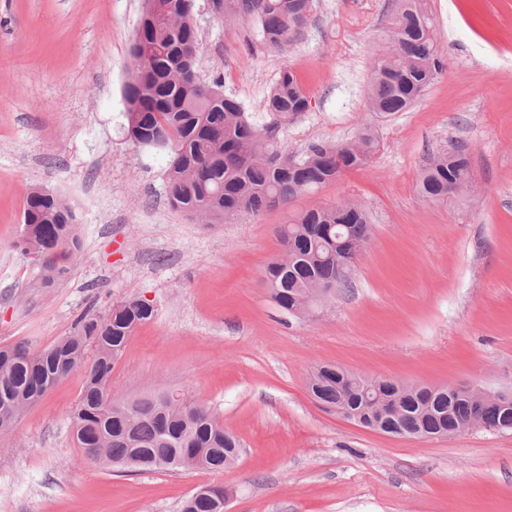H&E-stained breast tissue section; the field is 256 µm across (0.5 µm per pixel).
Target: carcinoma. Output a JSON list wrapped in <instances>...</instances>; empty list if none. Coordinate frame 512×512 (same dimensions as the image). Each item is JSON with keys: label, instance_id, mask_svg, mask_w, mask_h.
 Listing matches in <instances>:
<instances>
[{"label": "carcinoma", "instance_id": "cac0c4a2", "mask_svg": "<svg viewBox=\"0 0 512 512\" xmlns=\"http://www.w3.org/2000/svg\"><path fill=\"white\" fill-rule=\"evenodd\" d=\"M213 16L247 27L255 43L272 53L285 51L310 21L311 0H208ZM195 0H144L132 56L134 72L126 84V137L134 145L167 153L169 204L207 224L240 214L285 206L300 191L336 179V152L344 151L343 170L369 165L378 149L366 127L347 147L316 143L301 155L281 150L279 132L307 111L309 96L297 75L282 69L263 102L274 121L258 126L221 83L201 84L194 64L198 42L193 25ZM389 49L374 63L368 111L380 118L409 109L448 67L436 41L433 19L422 0H396L388 31ZM471 180L462 149L435 157L420 177L418 191L432 202L448 201V187ZM75 216L60 195L28 189L17 249L33 259L41 286L61 282L59 261L77 247ZM291 255L271 262L265 279L274 301L296 313V303L315 309L338 288L348 286L357 243L370 238L369 216L360 204L316 207L280 229ZM154 306L132 298L103 315L85 313L70 335L33 351L19 342L0 345V432L9 430L32 405L75 372L82 392L68 415L81 458L103 469L136 473L151 469L222 472L239 459L240 443L210 409L187 401L177 391L136 398L112 394V368L134 331L154 316ZM314 399L331 407L364 391L397 398L404 415L398 432L449 435L477 421L486 430L512 431V410L499 402L476 404L466 395L443 390L420 409L416 395L385 379L348 374L336 384V367H321L308 380ZM224 486L194 489L181 512H218Z\"/></svg>", "mask_w": 512, "mask_h": 512}]
</instances>
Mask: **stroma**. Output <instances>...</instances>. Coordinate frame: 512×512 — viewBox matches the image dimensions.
<instances>
[{
	"label": "stroma",
	"instance_id": "stroma-1",
	"mask_svg": "<svg viewBox=\"0 0 512 512\" xmlns=\"http://www.w3.org/2000/svg\"><path fill=\"white\" fill-rule=\"evenodd\" d=\"M447 71L407 111L367 110L392 0H313L282 53L197 0L205 82L222 79L258 123L280 70L300 77L307 112L283 149L341 143L372 126L380 147L287 209L204 224L167 200L164 152L123 129L143 0H0V344L41 349L85 312L137 296L154 318L131 337L112 390L177 389L207 405L243 448L226 472L112 473L81 460L67 414L73 374L0 434V512H180L205 484L224 512H512V432L450 438L379 433L318 405L306 381L332 364L403 383L512 394V0H427ZM463 148L471 190L445 203L417 193L430 158ZM71 203L80 248L61 285L40 292L14 247L26 192ZM360 202L371 237L349 287L307 317L271 298L265 266L290 216Z\"/></svg>",
	"mask_w": 512,
	"mask_h": 512
}]
</instances>
